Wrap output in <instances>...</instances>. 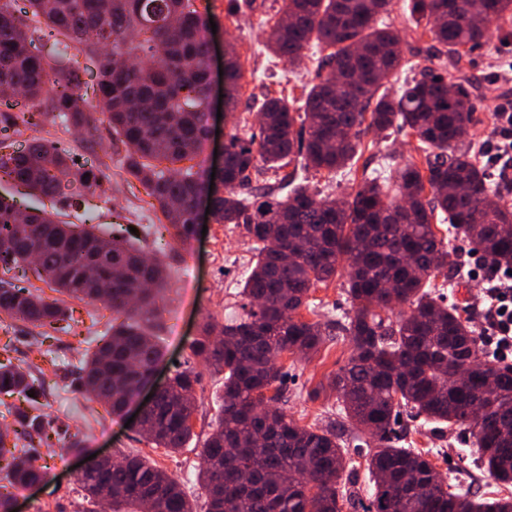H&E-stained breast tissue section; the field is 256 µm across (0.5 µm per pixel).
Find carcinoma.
<instances>
[{
  "mask_svg": "<svg viewBox=\"0 0 512 512\" xmlns=\"http://www.w3.org/2000/svg\"><path fill=\"white\" fill-rule=\"evenodd\" d=\"M0 4V174L51 200L63 197L75 221L23 212L0 198V269L28 263L55 290L77 300H102L115 315L107 339L77 368L80 385L112 414L123 413L140 377L160 354L154 328L163 287L162 263L147 259L123 235L109 237L81 211L105 178L102 167L75 158L68 141L14 148L19 124L49 120L91 130L106 121L125 147L128 174L150 190L181 240L194 233L193 204L209 193L216 224L243 229L256 261L242 294L248 309L194 340L191 355L224 373L219 419L202 448L199 480L206 512H342L350 504L344 473L353 463L333 425H301L279 407L284 376L276 359L307 356L338 331L352 346L331 384L365 453L372 493L364 512H512V498L475 496L456 482L432 484L428 454L399 445L400 414L435 428L469 433V457L498 484H512V372L479 358V337L443 288L460 276L455 241L494 266L512 269V206L506 187L474 158L465 135L473 116L467 52L493 24L512 14V0H404L403 14L429 38L405 54L383 16L391 0H284L267 47L289 64L315 42L327 50L322 72L303 104L269 94L256 101L259 133L224 142V190L190 161L206 134L209 43L198 38L208 19L191 0H26ZM145 35L132 41V32ZM57 52L42 55L45 42ZM108 48L100 56L96 103L69 65L71 50ZM426 53V65L416 57ZM461 73L448 85V68ZM405 72L397 93L391 80ZM397 130L425 153L396 175L364 180L350 198L294 185V173L259 184L264 166L282 170L295 156L304 168L333 172L362 155V135ZM445 224L444 232L437 224ZM449 269L448 283L436 278ZM347 273L353 314L322 324L304 320L310 292ZM409 310L394 314L386 297ZM0 313L39 327L64 316L55 300L0 279ZM190 366L171 377L145 417L155 448L181 450L193 433L195 385ZM39 391L27 376L0 366V392ZM14 439L42 432L37 416L17 415ZM10 487L45 478L24 453L6 462ZM91 506L112 492L111 512H193L181 484L134 453L110 466L93 464L78 478Z\"/></svg>",
  "mask_w": 512,
  "mask_h": 512,
  "instance_id": "obj_1",
  "label": "carcinoma"
}]
</instances>
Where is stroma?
Instances as JSON below:
<instances>
[{"mask_svg": "<svg viewBox=\"0 0 512 512\" xmlns=\"http://www.w3.org/2000/svg\"><path fill=\"white\" fill-rule=\"evenodd\" d=\"M236 2L238 13L228 16L229 2ZM199 12L212 16L217 29L210 38L213 48L211 85L214 90L208 108L210 133L206 148L209 166H216V153L231 134L246 135L257 128V114L249 110L250 95L273 91L289 98H300L314 78L321 52L308 46L302 62L295 67L273 58L265 48L270 25L280 15L283 0H193ZM240 65L242 78L235 92L236 106L218 108L217 93L224 87L219 69L226 61ZM512 64V42L492 33L488 44L475 49L466 65L475 82V123L468 134L475 148L492 134V108L497 97L511 89L505 83L492 82L496 71ZM69 141L77 157L95 164L106 162L107 177L100 190L88 197L87 204L96 214L95 223L104 232L136 228L137 238L148 258L161 260L167 267L168 282L162 288V311L158 332L160 356L154 379L163 381L177 369L194 367L199 375L195 386L196 411L194 435L177 453L148 444L129 426L126 417L109 414L104 406L83 393L71 372L85 350L94 348L111 322L113 314L101 302L87 303L65 298L69 309L68 329L56 332L38 328L0 314V364L26 373L39 389L37 401L21 393H0V429H15V412L41 416L46 438L37 449L39 465L46 469L44 481L37 487L14 493L16 512H84L86 504L77 482V465L92 454H117L140 451L152 463L166 470L183 485L195 512H205V494L197 475L203 443L219 417L224 394V376L195 359L189 346L200 336L206 323L223 324L240 311L239 291L249 273L251 243L241 228L211 223L207 232L193 237V256H186L182 241L170 225L161 223L156 201L145 187L130 177L124 166V148L108 124H97L93 131L63 129L44 124L39 131L20 130L14 137L18 149H26L33 137ZM368 149L355 165L327 174L300 172L298 181L309 190L345 197L354 193L365 176L387 174L404 163H422L423 154L416 138L392 131L371 132L363 137ZM478 254L467 245L459 247L460 284L447 290L449 303L465 307L476 332L487 325V301L482 286L471 279L470 269ZM346 279L339 276L327 285L312 290L318 303L315 318L326 322L351 312L346 294ZM351 347L339 337L325 344L311 359L283 356L279 364L285 373L284 410L300 424L322 426L342 421V408L329 380L348 360ZM397 432L406 436L414 448L431 450V460L444 478L462 479L466 487L480 496H512V485L505 487L475 469L465 456L466 437L458 429L434 433L430 426L408 415H401Z\"/></svg>", "mask_w": 512, "mask_h": 512, "instance_id": "stroma-1", "label": "stroma"}]
</instances>
